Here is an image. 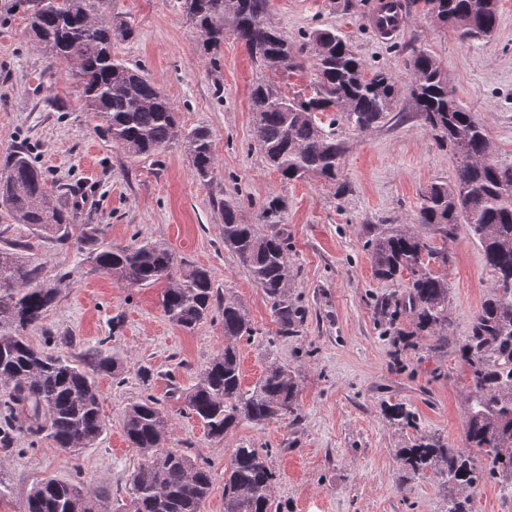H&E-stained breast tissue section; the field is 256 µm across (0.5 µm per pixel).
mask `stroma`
I'll list each match as a JSON object with an SVG mask.
<instances>
[{
  "instance_id": "1",
  "label": "stroma",
  "mask_w": 512,
  "mask_h": 512,
  "mask_svg": "<svg viewBox=\"0 0 512 512\" xmlns=\"http://www.w3.org/2000/svg\"><path fill=\"white\" fill-rule=\"evenodd\" d=\"M375 0H269L266 21L302 43L315 28L344 35L368 71H383L401 86L393 120L365 134L346 132V190L317 177L288 181L270 169L253 138L249 95L259 78L273 77L291 96L315 87L314 57L299 68L269 74L232 33L220 50L204 54L184 0H106L114 23L132 34L112 42L113 54L163 91L185 129L208 128L217 168L200 184L180 147L162 155L127 154L102 133L84 102L68 94L64 66L50 65L27 30V0H0V156L27 151L46 178L55 204L76 210L78 223L105 228L112 243L166 242L182 272L208 268L220 296L235 299L253 333L239 339L242 382L253 385L268 366L291 370L298 386V420L257 426L241 422L223 439L207 437L187 415L182 393L224 347L220 311L194 331L171 324L157 283L127 288L95 268L77 247L56 249L32 227L12 223L0 209V247L25 242L45 263L58 294L42 327L28 335L36 348L93 362L100 348L124 359L119 379L98 378L106 432L80 455L43 438L17 435L13 453L0 456V483L11 490L0 512H22L29 490L53 477L106 488L126 503L125 484L143 457L129 446L122 419L145 395L158 399L172 426L169 445L211 467L212 491L203 512H224V463L233 448L269 451L277 475L279 512H446V484L432 473L404 477L398 451L417 434L464 445L469 368L459 349L489 294L492 274L480 247L459 228L442 272L448 280V344L431 350L426 336L386 331L380 304L396 299L400 280L374 274L369 239L379 224H412L417 202L434 182H453L456 160L414 113L407 84L413 50L431 53L460 104L488 129L498 161L512 163V0H499L492 37L469 44L415 4L393 40L376 37L367 16ZM234 200L241 223H261L279 209L296 272L288 296L303 319L294 335L279 326L264 292L224 246V200ZM402 403L416 427L389 421L384 409ZM473 512H512V482L486 476L473 494Z\"/></svg>"
}]
</instances>
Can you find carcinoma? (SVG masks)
Instances as JSON below:
<instances>
[{"label": "carcinoma", "mask_w": 512, "mask_h": 512, "mask_svg": "<svg viewBox=\"0 0 512 512\" xmlns=\"http://www.w3.org/2000/svg\"><path fill=\"white\" fill-rule=\"evenodd\" d=\"M27 27L34 48L52 63H64L89 111L103 122V132L129 154L156 156L172 145L188 153L197 181L208 183L216 168L208 129L187 130L169 98L143 73L112 55V35H131L114 28L105 0H31ZM190 19L206 54L217 52L224 32L239 39L251 57L275 72L299 67L300 48L264 20L269 0H185ZM437 19L452 27L462 41L485 37L498 25L499 0H434ZM315 56L316 94L290 97L271 80H261L250 93L253 137L266 164L282 178L297 181L317 176L342 192L346 143L333 126L355 133L383 124L393 112L399 85L383 71L366 74V65L349 41L333 29H317L308 39ZM412 105L426 129L456 159L453 182L431 184L420 197L415 225L382 224L371 239L376 274L406 278L405 289L390 312L391 321L405 316L413 326L399 335H424L432 347L448 342V280L431 268L446 266L447 243L459 225L483 251L493 273L489 296L473 317L472 335L460 349L470 368L471 394L465 408V447L451 448L434 436L420 434L399 452L405 473L430 469L452 488L477 489L484 470L512 476V165L495 159L491 137L476 113L463 107L448 90L436 59L424 49L409 62ZM330 112L325 130L316 113ZM0 207L15 224H27L57 248L74 243L88 250L95 267L129 288L167 283L161 308L173 324L193 330L217 307L224 324V350L199 371L185 394L188 414L212 439L246 420L263 425L298 417V384L290 371L272 367L251 387L241 382L235 340L252 333L241 305L221 299L211 271L197 267L177 277V259L167 243L139 240L127 245L108 241L103 229L85 227L74 233V213L52 201L41 172L30 156L14 150L0 160ZM224 209V247L248 270L253 283L272 304L279 333L295 332L299 310L288 301L294 270L288 237L276 224L262 231L239 222L231 199ZM438 236L442 246L431 236ZM45 264L35 263L21 244L0 247V377L13 384L4 407L0 445L9 446L23 432L50 439L77 452L95 445L107 429L100 408L97 377L116 373L124 359L104 353L93 365L81 366L31 345L27 332L43 325L57 296V284L44 277ZM386 417L416 425L402 403L385 409ZM123 429L143 462L129 475L132 512H202L212 490V474L178 448L168 447L171 423L150 395L125 411ZM268 451L242 446L224 466V512H273L275 473ZM109 493L46 478L30 490L25 512H105ZM448 512H473V497L454 493Z\"/></svg>", "instance_id": "cac0c4a2"}]
</instances>
